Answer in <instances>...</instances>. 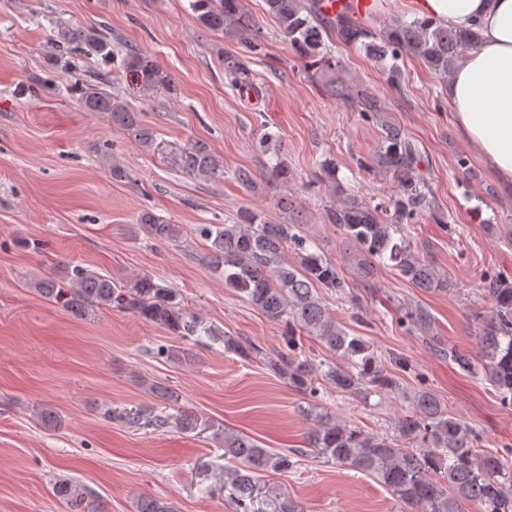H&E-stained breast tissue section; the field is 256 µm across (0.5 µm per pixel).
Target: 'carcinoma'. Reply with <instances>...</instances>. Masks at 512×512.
Returning <instances> with one entry per match:
<instances>
[{
	"label": "carcinoma",
	"instance_id": "carcinoma-1",
	"mask_svg": "<svg viewBox=\"0 0 512 512\" xmlns=\"http://www.w3.org/2000/svg\"><path fill=\"white\" fill-rule=\"evenodd\" d=\"M267 13L292 52L315 71L325 90L334 98L351 102L363 119L376 123L378 143L371 169L390 178L393 194L378 203L348 194L326 209L325 218L344 236V242L359 248L357 268L368 281L376 267L392 269L397 275L426 292L445 293L453 281L420 256L413 246L408 225L428 216L438 224L446 216L429 184L418 174V145L385 110L373 91L358 80H343L326 43L330 36L345 45L359 44L373 59L387 63L388 82L401 89L404 81L398 61L405 55L422 61L442 82L448 81L463 54L478 42L475 32L461 33L418 19L398 20L375 36L353 13L329 16L313 0H265ZM198 25L221 32L239 45V51L224 61L227 85L236 90L257 92L251 65L264 51L263 33L250 14L246 0H191ZM60 38L66 49L86 56L108 57L112 43L93 26H68ZM144 91L177 93L171 73L149 55L131 49L125 57ZM100 75L81 89V102L88 112H103L112 124L131 134L139 145L151 149L154 132L146 127L126 101L103 88ZM189 171L210 179L221 172L220 160L200 146L187 159ZM290 172L282 157L267 170L268 183L286 182ZM318 180L336 193L344 192L336 162L322 163ZM287 216L285 223H272L259 212L241 213L233 224H198L196 236L211 243L208 264L224 277V283L244 294L246 301L270 321L284 327L285 349L270 360V366L291 389L313 399L320 397V379L336 392L365 397L371 392L391 393L396 381L383 366L376 351L361 336L349 334L333 320L321 299L324 289L341 292L347 287L337 265L313 250L312 241L301 231L294 201L286 194L276 200ZM137 228L159 242L178 241L181 227L155 212L144 209L135 217ZM294 261L288 260V255ZM63 280L47 276L33 283L46 301L61 306L70 316L84 320L96 312L115 308L139 320L167 330L189 343L207 337L224 344V349L248 358L259 353L254 343L245 344L215 325L206 324L183 304L178 289L162 279L141 276L114 280L80 264L62 266ZM478 290L490 307L475 312L478 324V356L448 349V359L467 373L484 369L502 403L512 402V273L483 274ZM403 322L421 334L433 330V317L422 306L405 313ZM304 330L335 352L341 363H317L302 356L296 331ZM155 396L165 405H176L179 393L171 386L156 384ZM316 405L303 410L311 421L303 448L269 450L256 439L217 427L214 438L232 465L224 467V484L231 486L229 503L233 512H255L259 474L287 472L304 458L314 456L374 476L404 512H466L474 503L481 512H512V473L499 457L474 448L477 432L450 415L437 396L426 390L414 393L408 409L392 435L368 433L351 427L328 413L315 412ZM55 497L71 512H105L100 497L71 479L54 483ZM137 512H173L165 499L144 495Z\"/></svg>",
	"mask_w": 512,
	"mask_h": 512
}]
</instances>
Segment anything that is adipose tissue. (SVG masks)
I'll return each mask as SVG.
<instances>
[{
    "instance_id": "obj_1",
    "label": "adipose tissue",
    "mask_w": 512,
    "mask_h": 512,
    "mask_svg": "<svg viewBox=\"0 0 512 512\" xmlns=\"http://www.w3.org/2000/svg\"><path fill=\"white\" fill-rule=\"evenodd\" d=\"M413 15L479 41L446 86L459 132L498 180L512 186V0H411Z\"/></svg>"
}]
</instances>
